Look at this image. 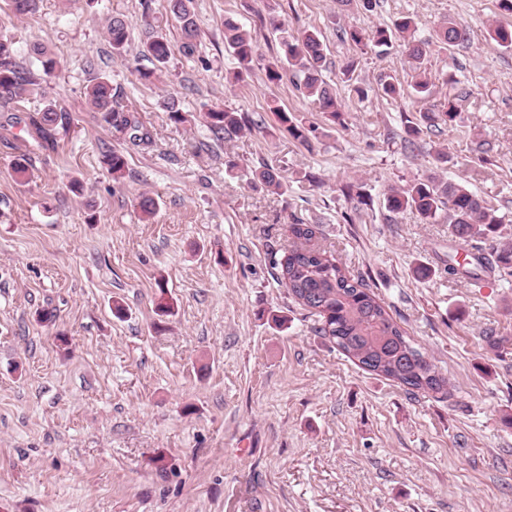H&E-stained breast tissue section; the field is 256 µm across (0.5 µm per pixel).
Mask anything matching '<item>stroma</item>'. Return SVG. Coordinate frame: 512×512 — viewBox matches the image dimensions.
Instances as JSON below:
<instances>
[{
  "instance_id": "35a3bbf8",
  "label": "stroma",
  "mask_w": 512,
  "mask_h": 512,
  "mask_svg": "<svg viewBox=\"0 0 512 512\" xmlns=\"http://www.w3.org/2000/svg\"><path fill=\"white\" fill-rule=\"evenodd\" d=\"M196 14L188 59L166 0H38L33 14L0 11V35L14 39L20 63L40 72L36 43L60 62L25 111L0 110V512H512V281L449 278L447 224L409 212L388 221L382 196L437 171L512 219V50L488 36L490 24L512 26V13L498 0H377L370 9L363 0H196ZM114 15L129 26L121 56L106 31ZM272 16L326 45L339 123L289 80L267 81L280 52ZM403 16L429 43L424 100L413 96L417 74L402 46L382 54L337 37ZM446 18L467 27V42L442 47L435 30ZM228 20L257 46L240 81L224 45ZM151 26L171 58L144 83L136 72L152 67L141 53ZM93 62L153 146L113 136L92 111ZM385 73L400 98L380 91ZM168 96L184 122L161 108ZM454 96L460 127L407 144L408 110ZM49 99L72 121L41 151L26 114ZM280 108L315 126L314 137L290 138ZM212 109L262 128L215 140ZM480 141L492 147L485 163ZM112 149L128 162L117 180L102 163ZM22 155L32 165L20 175ZM263 164L286 195L248 187V169ZM349 183L370 203L344 196ZM144 193L157 203L147 219ZM296 216L385 302L447 376L452 399L408 394L315 335L271 264ZM420 263L432 267L428 279L415 278ZM163 297L176 313L162 319ZM43 309L52 322L39 321ZM489 332L501 349L486 344Z\"/></svg>"
}]
</instances>
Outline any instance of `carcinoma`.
<instances>
[{"label": "carcinoma", "instance_id": "1", "mask_svg": "<svg viewBox=\"0 0 512 512\" xmlns=\"http://www.w3.org/2000/svg\"><path fill=\"white\" fill-rule=\"evenodd\" d=\"M167 2L181 29L182 53L190 58L195 55L199 36L195 0ZM269 24L280 33L283 55L267 65V80L277 83L286 73H291L296 87L327 113L331 121H336L342 106L335 88L323 76L326 54L319 36L309 30L290 35L275 17L269 18ZM415 27L414 18L404 16L391 26L379 24L368 32L342 28L337 37L357 45L370 42L389 47L396 41L403 42L408 62L418 71L415 89L425 93L431 86L425 71L421 70L426 43L414 39ZM107 34L112 53L122 55L129 37L127 21L119 16L111 17ZM468 35L465 27L452 20L441 22L436 31L437 40L446 47L467 41ZM489 38L503 48L512 49V26H490ZM224 41L238 62L235 78L240 79L252 70L255 41L248 30L232 21L224 23ZM142 54L154 62V68L138 71V79L149 82L156 72L166 68L171 49L162 35L151 31L142 44ZM40 81L41 78L17 61L15 42L0 37V107L8 112L14 110L15 104L38 93ZM85 95L102 120L130 143L136 146L153 143L151 132L135 111L122 102V95L113 88L106 74H96L86 86ZM273 111L295 140L306 142L309 134L316 131L313 126L307 128L289 118L288 112L278 107ZM459 117L452 99L433 109L418 110L407 121L408 143L429 131L454 127ZM207 119L213 136L224 141L262 128V120H246L226 110H212L207 113ZM70 122L69 113L54 101L28 116V126L42 144L48 146L54 145L58 130L67 128ZM102 163L115 178L122 177L127 168L126 156L118 150L104 154ZM254 178L273 193L283 190V183L271 166H262L254 173ZM385 206L394 215L409 211L422 224H434L442 218L448 220L449 235L467 245L463 262L456 264L453 257H448V274L474 277L484 272L502 279L512 277V240L503 216L499 215V209L465 185L435 175L417 178L403 186L388 187ZM314 237V225L294 217L288 225V247L272 258L276 279L296 302L318 318L313 332L336 344L361 369L395 382L410 393L452 397L448 378L412 344L384 302L362 280L349 276L333 255L313 245Z\"/></svg>", "mask_w": 512, "mask_h": 512}]
</instances>
